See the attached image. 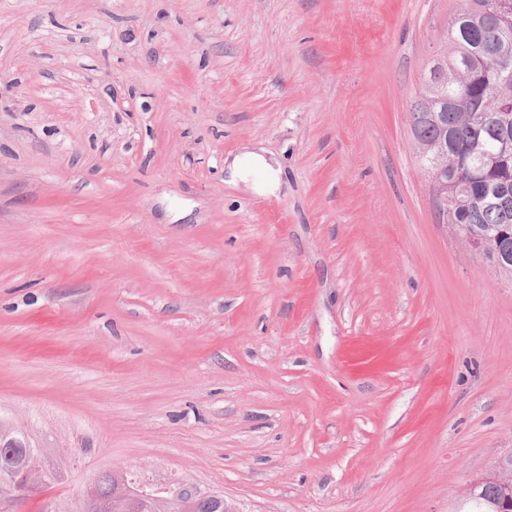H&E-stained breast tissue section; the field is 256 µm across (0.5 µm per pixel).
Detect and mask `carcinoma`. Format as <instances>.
<instances>
[{
	"label": "carcinoma",
	"mask_w": 512,
	"mask_h": 512,
	"mask_svg": "<svg viewBox=\"0 0 512 512\" xmlns=\"http://www.w3.org/2000/svg\"><path fill=\"white\" fill-rule=\"evenodd\" d=\"M502 54L512 57V0H462L409 112L420 165L444 201L439 222L479 237L478 254L492 264L512 258V76L496 74ZM443 147L448 168L436 169L432 158ZM497 468L470 484L460 512L508 509ZM118 483L133 486L131 474L101 473L98 500L86 512L102 504L122 512Z\"/></svg>",
	"instance_id": "cac0c4a2"
}]
</instances>
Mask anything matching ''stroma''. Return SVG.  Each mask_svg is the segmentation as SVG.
<instances>
[{"mask_svg": "<svg viewBox=\"0 0 512 512\" xmlns=\"http://www.w3.org/2000/svg\"><path fill=\"white\" fill-rule=\"evenodd\" d=\"M458 0H0V417L84 512H454L512 453V279L408 109ZM252 144L267 199L228 183ZM235 156L231 161L224 160L226 175L230 181L252 182L253 190L267 197H277L280 186V164L273 157L247 150ZM98 500L91 502L88 505L86 512H126L122 511L125 508V503L115 500L116 478L112 472L105 471L98 477L97 483ZM105 504L109 507V511H94L100 505ZM113 508L115 510H113ZM130 494L132 504L135 505L143 497L151 498L152 512H184L198 511L201 505H216L222 507L219 512H237L236 508L224 500V495L199 487L196 484L184 483L175 488H160L151 492L145 490L134 491ZM175 504L183 505L184 509L173 511Z\"/></svg>", "mask_w": 512, "mask_h": 512, "instance_id": "35a3bbf8", "label": "stroma"}]
</instances>
